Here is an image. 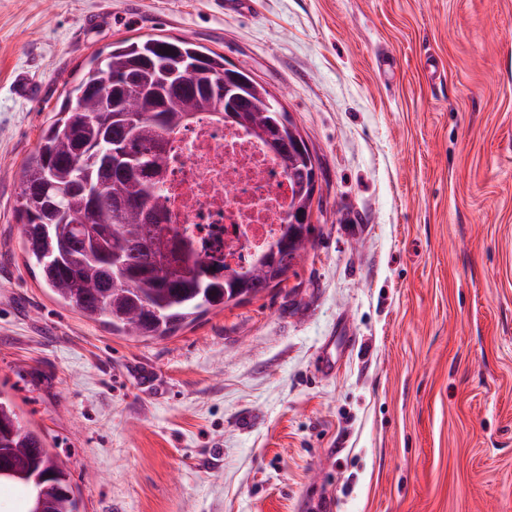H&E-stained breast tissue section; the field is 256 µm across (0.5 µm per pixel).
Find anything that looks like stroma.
Wrapping results in <instances>:
<instances>
[{
	"label": "stroma",
	"instance_id": "obj_1",
	"mask_svg": "<svg viewBox=\"0 0 512 512\" xmlns=\"http://www.w3.org/2000/svg\"><path fill=\"white\" fill-rule=\"evenodd\" d=\"M156 35L277 95L323 201L297 276L143 340L40 287L16 207L65 87ZM0 390L83 512H512V0H0Z\"/></svg>",
	"mask_w": 512,
	"mask_h": 512
}]
</instances>
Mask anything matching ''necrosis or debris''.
<instances>
[{"label":"necrosis or debris","instance_id":"necrosis-or-debris-1","mask_svg":"<svg viewBox=\"0 0 512 512\" xmlns=\"http://www.w3.org/2000/svg\"><path fill=\"white\" fill-rule=\"evenodd\" d=\"M167 157L171 224L225 271L252 267L285 229L291 185L278 156L246 128L202 113L169 138Z\"/></svg>","mask_w":512,"mask_h":512}]
</instances>
